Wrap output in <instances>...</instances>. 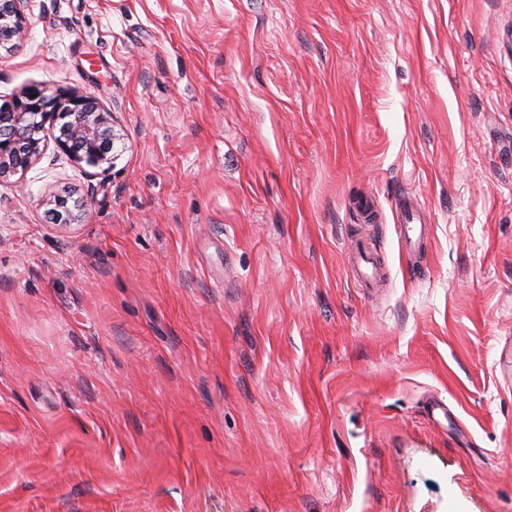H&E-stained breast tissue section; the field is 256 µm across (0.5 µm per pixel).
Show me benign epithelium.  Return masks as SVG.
<instances>
[{"label":"benign epithelium","instance_id":"benign-epithelium-1","mask_svg":"<svg viewBox=\"0 0 512 512\" xmlns=\"http://www.w3.org/2000/svg\"><path fill=\"white\" fill-rule=\"evenodd\" d=\"M24 2L0 0V50L14 52L23 46ZM55 124L59 125L55 143L64 154L92 167L111 163V152L121 135L113 114L94 95H48L31 86L0 103V181L24 174L41 158L46 144L40 133ZM92 202L93 196L89 194L73 201L59 197L52 209V219L66 227L81 217Z\"/></svg>","mask_w":512,"mask_h":512}]
</instances>
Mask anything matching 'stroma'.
Here are the masks:
<instances>
[{
	"instance_id": "35a3bbf8",
	"label": "stroma",
	"mask_w": 512,
	"mask_h": 512,
	"mask_svg": "<svg viewBox=\"0 0 512 512\" xmlns=\"http://www.w3.org/2000/svg\"><path fill=\"white\" fill-rule=\"evenodd\" d=\"M26 17L0 100L91 92L122 139L46 127L0 182V512H512V0ZM72 206H68L69 199L59 197L55 200V208L52 209V218L58 226H68L72 221L78 220L84 214L91 203L93 202V192L91 195L87 194L86 197L74 199ZM399 215V236L408 251L420 247L425 234V220L421 210L406 197H401L397 204Z\"/></svg>"
}]
</instances>
